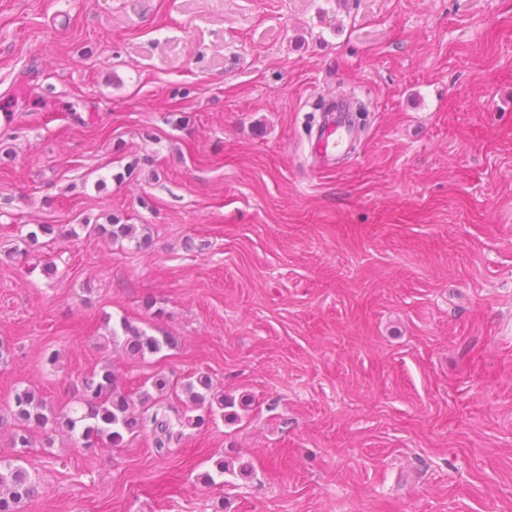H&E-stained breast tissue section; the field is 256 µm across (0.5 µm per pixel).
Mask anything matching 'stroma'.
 Listing matches in <instances>:
<instances>
[{
  "mask_svg": "<svg viewBox=\"0 0 512 512\" xmlns=\"http://www.w3.org/2000/svg\"><path fill=\"white\" fill-rule=\"evenodd\" d=\"M344 91L370 118L314 172ZM2 102L0 413L107 362L250 400L164 454L34 445L21 512H512V0H0ZM112 217L150 247L13 254ZM123 319L178 343L125 357Z\"/></svg>",
  "mask_w": 512,
  "mask_h": 512,
  "instance_id": "35a3bbf8",
  "label": "stroma"
}]
</instances>
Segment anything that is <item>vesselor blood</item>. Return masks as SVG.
Listing matches in <instances>:
<instances>
[{"mask_svg":"<svg viewBox=\"0 0 512 512\" xmlns=\"http://www.w3.org/2000/svg\"><path fill=\"white\" fill-rule=\"evenodd\" d=\"M348 110L345 102L333 99L324 108L313 151L317 172L334 168L337 156L344 154L349 144L355 140L356 129Z\"/></svg>","mask_w":512,"mask_h":512,"instance_id":"b4317fda","label":"vessel or blood"}]
</instances>
